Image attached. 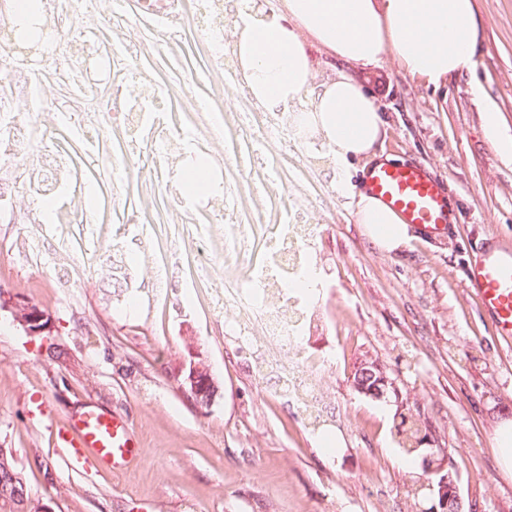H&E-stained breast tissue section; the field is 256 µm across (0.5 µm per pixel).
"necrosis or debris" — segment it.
Here are the masks:
<instances>
[{
    "mask_svg": "<svg viewBox=\"0 0 512 512\" xmlns=\"http://www.w3.org/2000/svg\"><path fill=\"white\" fill-rule=\"evenodd\" d=\"M309 235V225H287L256 274L243 325L259 330L258 335L250 337L249 345L259 375L272 382V395L297 405L309 421L315 422L324 414V404L312 380L318 363L296 351L304 313L287 294L288 284L302 271L298 245Z\"/></svg>",
    "mask_w": 512,
    "mask_h": 512,
    "instance_id": "1",
    "label": "necrosis or debris"
}]
</instances>
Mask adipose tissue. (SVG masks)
Returning a JSON list of instances; mask_svg holds the SVG:
<instances>
[{
	"mask_svg": "<svg viewBox=\"0 0 512 512\" xmlns=\"http://www.w3.org/2000/svg\"><path fill=\"white\" fill-rule=\"evenodd\" d=\"M12 13L19 40L44 41L42 0H13ZM308 38L338 63L326 82L314 81ZM478 43L474 0H283L276 11L245 9L232 52L248 94L268 110L310 98L297 134L306 139L322 132L341 167L353 159L379 161L375 147L385 133L373 96L351 65H372L388 55L411 75L436 84L469 69ZM356 221L386 253L414 237L410 225L363 191Z\"/></svg>",
	"mask_w": 512,
	"mask_h": 512,
	"instance_id": "adipose-tissue-1",
	"label": "adipose tissue"
}]
</instances>
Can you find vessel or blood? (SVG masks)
I'll return each mask as SVG.
<instances>
[{
    "label": "vessel or blood",
    "instance_id": "b4317fda",
    "mask_svg": "<svg viewBox=\"0 0 512 512\" xmlns=\"http://www.w3.org/2000/svg\"><path fill=\"white\" fill-rule=\"evenodd\" d=\"M364 189L425 236H443L457 222L442 181L425 164H373L365 175ZM466 281L497 336L511 340L512 250L484 245L469 264ZM54 440L77 470L127 471L137 448L134 432L123 417L95 407L55 427Z\"/></svg>",
    "mask_w": 512,
    "mask_h": 512
}]
</instances>
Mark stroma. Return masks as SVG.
<instances>
[{
	"mask_svg": "<svg viewBox=\"0 0 512 512\" xmlns=\"http://www.w3.org/2000/svg\"><path fill=\"white\" fill-rule=\"evenodd\" d=\"M50 49L0 45V448L12 449L48 512H428L444 468L461 512H512L495 429L512 416V344L494 336L465 279L476 247L512 246V163L483 124L512 139V0H476L469 70L432 84L391 57L353 66L385 122V153L443 180L458 220L386 254L355 217L359 177L340 179L321 137L248 95L231 50L241 0H182L143 17L137 0H43ZM218 190L192 197L188 157ZM94 193L96 205L86 208ZM52 198V216L41 204ZM308 224L302 351L321 367L327 413L311 427L265 390L239 310L283 225ZM123 261L127 284L110 274ZM39 308L28 334L16 305ZM198 351L210 406L181 387ZM395 391L353 388L361 360ZM127 415V471L70 469L51 428L85 406ZM417 423V452L398 445ZM340 432V448L319 447ZM14 319L30 334L40 333L47 326L43 312L33 306L16 308Z\"/></svg>",
	"mask_w": 512,
	"mask_h": 512,
	"instance_id": "35a3bbf8",
	"label": "stroma"
}]
</instances>
